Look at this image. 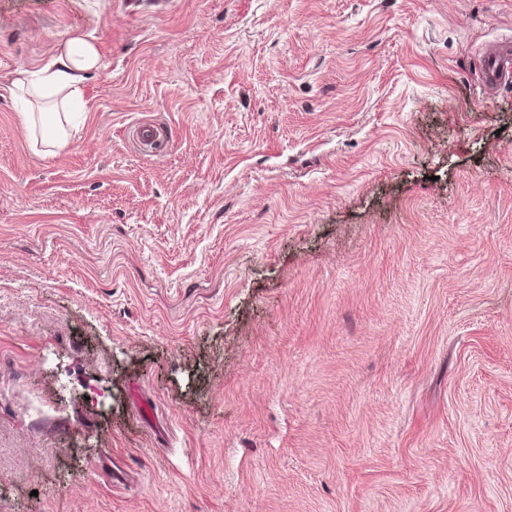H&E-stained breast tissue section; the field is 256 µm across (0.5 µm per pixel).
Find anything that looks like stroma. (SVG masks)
I'll return each mask as SVG.
<instances>
[{
  "label": "stroma",
  "mask_w": 512,
  "mask_h": 512,
  "mask_svg": "<svg viewBox=\"0 0 512 512\" xmlns=\"http://www.w3.org/2000/svg\"><path fill=\"white\" fill-rule=\"evenodd\" d=\"M0 512H512V0H0ZM154 136L142 141V128ZM98 51L86 37L73 35L56 53L37 68L18 67L0 83V96L20 104L24 123L32 131L35 146L44 154L65 145L75 107L82 103L90 74L97 68ZM45 105L48 112H33L32 103ZM39 127V139L35 135ZM483 80L490 89L512 81V40L490 46L483 54Z\"/></svg>",
  "instance_id": "obj_1"
}]
</instances>
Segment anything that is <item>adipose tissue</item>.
Segmentation results:
<instances>
[{
	"instance_id": "1",
	"label": "adipose tissue",
	"mask_w": 512,
	"mask_h": 512,
	"mask_svg": "<svg viewBox=\"0 0 512 512\" xmlns=\"http://www.w3.org/2000/svg\"><path fill=\"white\" fill-rule=\"evenodd\" d=\"M98 51L86 37L74 35L61 43L42 66L18 67L0 83V96L20 104L24 122L39 132L45 153L65 145L71 114L82 103L87 81L98 65Z\"/></svg>"
}]
</instances>
